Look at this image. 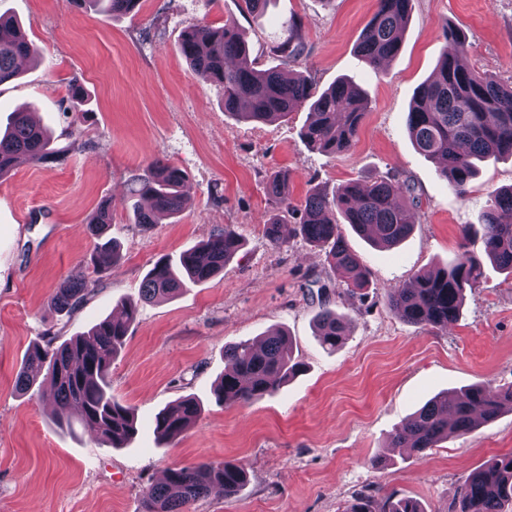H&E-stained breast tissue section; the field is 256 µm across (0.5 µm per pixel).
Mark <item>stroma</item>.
<instances>
[{
    "label": "stroma",
    "mask_w": 512,
    "mask_h": 512,
    "mask_svg": "<svg viewBox=\"0 0 512 512\" xmlns=\"http://www.w3.org/2000/svg\"><path fill=\"white\" fill-rule=\"evenodd\" d=\"M376 0H269L259 15L236 0H141L137 13L108 18L70 0H0V15L20 20L39 48L16 79L0 85V125L16 108L48 127L58 161L18 162L0 181V512H141L145 489L167 468L198 461L242 464L248 481L235 499L219 495L192 512H342L360 493L394 494L446 512L472 470L512 451V411L479 431L450 437L416 455L394 448V428L427 401L483 381L512 385V276L485 264L448 329L400 320L386 293L423 268L445 266L460 249L482 256L480 238L460 228L479 223L492 194L512 186V159L481 164L466 196L414 147L408 112L443 52L441 27L466 37L464 65L512 84V0H413L399 54L374 70L357 43ZM236 17L263 66L304 73L317 89L351 80L368 99L354 146L329 157L301 130L310 115L258 124L224 110V90L191 70L180 52L192 24L214 28ZM303 23L306 49L288 64L271 54L289 19ZM88 98L75 104L71 85ZM185 175L187 209L144 231L122 200L153 160ZM291 175L294 202L318 186L392 176L409 185L414 223L397 247L381 250L343 226L369 286L348 295L326 253L295 234L287 217L282 246L264 226L276 207L269 176ZM112 202L109 234L120 260L96 278L87 257V223ZM233 226L243 246L214 279L172 299L140 304L137 321L112 363L113 395L133 408L138 433L124 448L99 446L76 412L47 403L49 381L16 393L28 348L47 330L61 338L138 302L154 264ZM96 280L93 293L65 317L52 297L66 281ZM344 315L349 333L324 349L314 319L322 307ZM285 330L303 370L276 394L250 404L219 403L224 347ZM196 397L200 420L173 445L159 447L156 414Z\"/></svg>",
    "instance_id": "1"
}]
</instances>
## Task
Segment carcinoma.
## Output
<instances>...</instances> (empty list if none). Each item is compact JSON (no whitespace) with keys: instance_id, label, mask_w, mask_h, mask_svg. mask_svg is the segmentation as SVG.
<instances>
[{"instance_id":"obj_1","label":"carcinoma","mask_w":512,"mask_h":512,"mask_svg":"<svg viewBox=\"0 0 512 512\" xmlns=\"http://www.w3.org/2000/svg\"><path fill=\"white\" fill-rule=\"evenodd\" d=\"M77 7L93 9L105 16L138 11L140 0H70ZM413 0H377V9L358 44L359 55L377 70L399 52L402 32ZM180 50L192 70L224 87V111L240 120L268 123L293 110L308 107L312 120L301 132L305 141L323 154L334 157L351 148L367 114L368 100L362 90L340 80L318 91L308 78L296 73L255 66L251 44L235 18L224 26H189ZM34 53L26 34L11 19L0 16V85L18 75V60ZM285 61L304 53L302 22L287 25L286 38L272 48ZM407 129L416 149L435 160L439 174L460 196L475 174L476 162L489 157L512 156V85L462 67L455 55L441 57L433 77L423 84L408 112ZM65 152L51 146L43 128L31 123L28 113L12 114L9 129L0 135V180L25 156L35 163L54 162ZM184 173L155 160L130 190L135 223L147 230L160 219L181 213L187 207L182 193ZM408 186L390 177L353 179L332 193L311 188L300 205L299 234L327 252L336 275L355 292L369 283L368 273L344 242L336 215L379 248H390L405 239L413 228L403 204ZM268 192L278 213L264 225L267 238L283 244L282 214L295 210L288 193V173L275 172ZM112 224L111 203H101L88 223L96 244L90 264L97 275L105 274L119 259L117 245L108 237ZM463 238L480 236L486 257L512 273V187L490 200L482 224H466ZM242 239L230 226L207 241L182 251L174 261H160L147 273L142 299L153 302L172 297L190 285L208 281L224 270L241 249ZM484 274L482 262L464 250L448 265L415 273L400 288L387 292V303L404 322L446 329L455 323L465 292ZM95 281L65 282L53 296L56 312L69 316L92 292ZM139 308L129 304L119 316L106 317L85 335L62 342L46 334L44 343L31 347L15 380L26 393L41 373L54 387L52 402L65 411L81 410L84 430L100 444L111 448L125 445L136 432L133 410L113 395L108 377ZM345 317L323 308L316 317V336L334 350L346 336ZM302 370L293 356L284 332H271L259 345L246 342L224 347V376L215 387L217 400L226 404L253 403L273 396L280 386ZM506 408L512 409V387L494 389L487 383L473 384L464 391L434 400L398 425L391 442L422 454L450 436L472 434L493 422ZM201 416V407L185 396L155 417L159 440L178 439ZM246 483L245 470L229 461H201L170 467L165 480L150 485L143 495V512H190L191 505L213 493L231 500ZM343 512H425L411 498L388 496L378 500L359 495ZM448 512H512V452L495 455L471 472Z\"/></svg>"}]
</instances>
